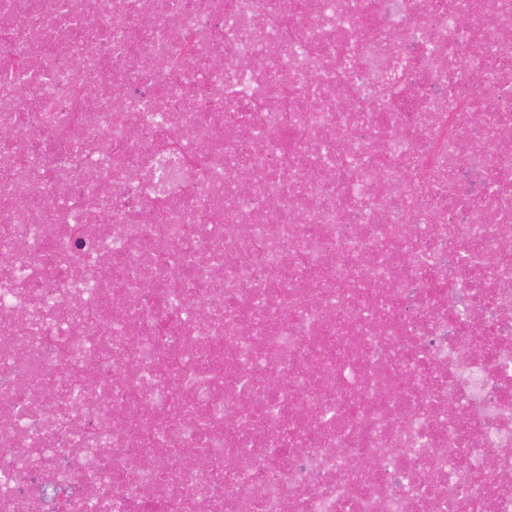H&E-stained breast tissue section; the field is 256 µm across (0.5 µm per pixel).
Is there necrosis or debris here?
Masks as SVG:
<instances>
[{
    "label": "necrosis or debris",
    "instance_id": "1",
    "mask_svg": "<svg viewBox=\"0 0 512 512\" xmlns=\"http://www.w3.org/2000/svg\"><path fill=\"white\" fill-rule=\"evenodd\" d=\"M510 128L512 0H0V512H512Z\"/></svg>",
    "mask_w": 512,
    "mask_h": 512
}]
</instances>
